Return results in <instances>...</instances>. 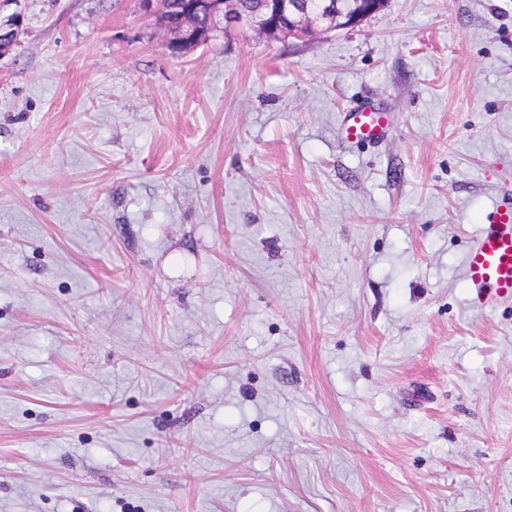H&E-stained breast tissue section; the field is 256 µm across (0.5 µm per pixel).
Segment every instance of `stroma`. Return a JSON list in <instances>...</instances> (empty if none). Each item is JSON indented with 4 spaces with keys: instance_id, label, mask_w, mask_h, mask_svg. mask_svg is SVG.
<instances>
[{
    "instance_id": "35a3bbf8",
    "label": "stroma",
    "mask_w": 512,
    "mask_h": 512,
    "mask_svg": "<svg viewBox=\"0 0 512 512\" xmlns=\"http://www.w3.org/2000/svg\"><path fill=\"white\" fill-rule=\"evenodd\" d=\"M7 11L0 512H512V301L465 275L512 0L187 55L139 0ZM344 139L354 144H379L391 131L389 113L374 101L364 100L342 114Z\"/></svg>"
}]
</instances>
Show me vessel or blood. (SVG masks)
Returning <instances> with one entry per match:
<instances>
[{"mask_svg": "<svg viewBox=\"0 0 512 512\" xmlns=\"http://www.w3.org/2000/svg\"><path fill=\"white\" fill-rule=\"evenodd\" d=\"M347 142L378 144L391 131L388 112L364 100L342 114ZM466 276L476 290L477 305L491 307L512 300V203L495 208L478 228L466 259Z\"/></svg>", "mask_w": 512, "mask_h": 512, "instance_id": "vessel-or-blood-1", "label": "vessel or blood"}]
</instances>
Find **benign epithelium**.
Instances as JSON below:
<instances>
[{
  "mask_svg": "<svg viewBox=\"0 0 512 512\" xmlns=\"http://www.w3.org/2000/svg\"><path fill=\"white\" fill-rule=\"evenodd\" d=\"M387 0H142L146 16L169 35L176 53H186L231 29L267 38L302 39L315 32L352 29L381 12ZM17 17L0 18V53L16 40Z\"/></svg>",
  "mask_w": 512,
  "mask_h": 512,
  "instance_id": "1",
  "label": "benign epithelium"
}]
</instances>
